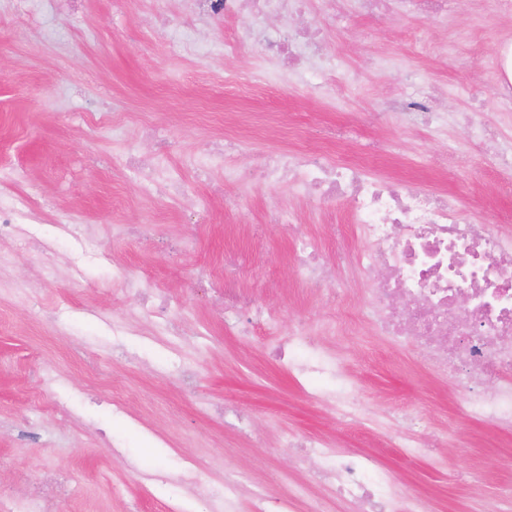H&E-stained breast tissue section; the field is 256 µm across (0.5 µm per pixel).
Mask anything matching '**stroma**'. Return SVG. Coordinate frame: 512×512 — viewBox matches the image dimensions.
Here are the masks:
<instances>
[{
    "label": "stroma",
    "instance_id": "35a3bbf8",
    "mask_svg": "<svg viewBox=\"0 0 512 512\" xmlns=\"http://www.w3.org/2000/svg\"><path fill=\"white\" fill-rule=\"evenodd\" d=\"M336 9L332 23L321 0L312 5L330 46L321 68L342 69L352 83L340 95L280 73L247 37L250 20L201 16L192 0H168L162 14L153 0H125L119 10L113 0H0V163L48 213L36 230L54 247L44 257L0 243V494L26 495L51 470L70 489L59 512H160L149 494L115 496L113 483L191 464L203 483L240 468L276 495L301 475L285 438L312 433L373 452L432 506L497 512L499 485L512 483V434L457 413L462 394L451 377H434L410 346L377 336L344 345L342 366L369 408L428 401L448 445L408 459L383 430L345 427L306 401L287 367L266 357L272 336L226 332L194 281L201 270L221 275L230 253L257 271L242 286L277 314L280 333L331 314L326 296L338 283L314 290L299 280L293 234L315 238L331 259L341 249L358 255L364 244L353 232L335 233L341 207L298 198L285 184L224 180L225 167H252L275 150L360 161L368 176L454 193L475 222L512 225V194L499 190L497 174L446 159L456 148L486 154L455 119L476 105L500 142L512 143L503 87L484 78L496 44H512V17L487 20L486 0H459L444 19L372 20L353 0ZM410 72L424 89L440 90L438 109L450 117L441 132L374 122L409 92ZM152 129L174 143L164 175L189 193L153 192L126 168L127 153L153 155ZM226 135L242 139L241 151L211 163L212 142ZM56 213L88 233L62 238ZM274 213L290 223H271ZM122 224H149L153 234L121 237ZM186 236L196 247L178 252ZM122 270L165 299L164 315L136 292L110 289ZM113 322L129 329L120 355ZM42 366L77 395L72 416L38 406ZM187 368L197 374L191 395L181 384ZM116 393L124 411L112 404ZM228 397L250 412L265 447L225 428Z\"/></svg>",
    "mask_w": 512,
    "mask_h": 512
}]
</instances>
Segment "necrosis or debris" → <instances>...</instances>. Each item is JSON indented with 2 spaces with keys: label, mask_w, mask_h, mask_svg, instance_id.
Listing matches in <instances>:
<instances>
[{
  "label": "necrosis or debris",
  "mask_w": 512,
  "mask_h": 512,
  "mask_svg": "<svg viewBox=\"0 0 512 512\" xmlns=\"http://www.w3.org/2000/svg\"><path fill=\"white\" fill-rule=\"evenodd\" d=\"M201 11L224 18L302 12L305 0H196ZM265 52L290 71L315 74L310 52L320 48L316 31L263 41ZM268 184L286 182L301 195L343 201L365 249L355 274L366 281L363 305L355 317L330 316L317 329L297 325L270 349L273 359L287 361L304 381L309 402L351 423L368 426L371 410L357 399V388L341 366L337 340L364 328L393 343H417L424 361L438 372H454L464 398L460 413L469 419L512 431V230L464 219L448 194H434L397 178L368 177L362 166L326 156L268 155L256 173ZM0 172V240L31 239V225L41 223L29 198L5 191L12 181ZM293 260L299 278L314 287L330 269L310 237L297 238ZM239 266L224 261V281L212 291L224 310L225 328H259L276 333L279 318L237 288ZM495 380L486 389L487 380ZM387 409V417L397 415ZM404 426L393 434L395 447L417 459L430 454L431 420L425 409L408 405L400 413ZM299 463L316 461L315 480L351 503L353 512H431L428 498L397 474L379 470L368 454L356 453L326 438L292 434L287 440ZM242 474L225 472L220 487L202 488L194 470L178 474L176 483L190 500H204L207 512H239L242 495L250 512H325L308 485L295 483L277 503L262 487L245 490ZM66 488L43 475L23 497H0V512H57Z\"/></svg>",
  "instance_id": "obj_1"
}]
</instances>
